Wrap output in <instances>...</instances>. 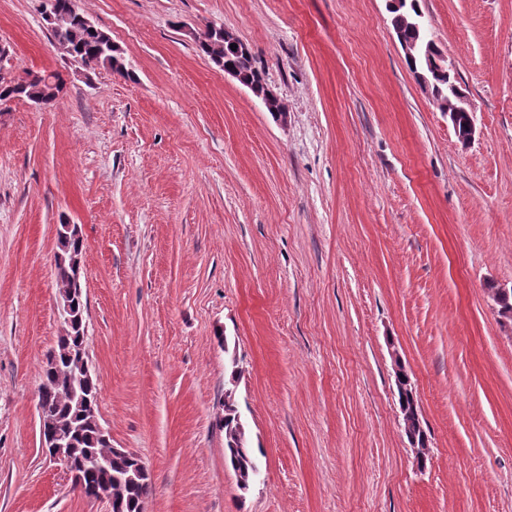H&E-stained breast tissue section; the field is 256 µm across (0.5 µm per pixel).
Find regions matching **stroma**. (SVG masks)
<instances>
[{
    "label": "stroma",
    "instance_id": "stroma-1",
    "mask_svg": "<svg viewBox=\"0 0 512 512\" xmlns=\"http://www.w3.org/2000/svg\"><path fill=\"white\" fill-rule=\"evenodd\" d=\"M42 0H0V65L59 72L0 103V512H108L41 448L77 225L98 416L146 512H512V0H421L477 133L461 147L387 0H79L129 76L76 73ZM232 30L279 124L198 52ZM430 435L417 464L392 356ZM261 475L224 460V392ZM37 74L40 75H35L31 81L18 84L12 94L29 101L38 100L43 105L50 104L63 92L64 79L57 72Z\"/></svg>",
    "mask_w": 512,
    "mask_h": 512
}]
</instances>
